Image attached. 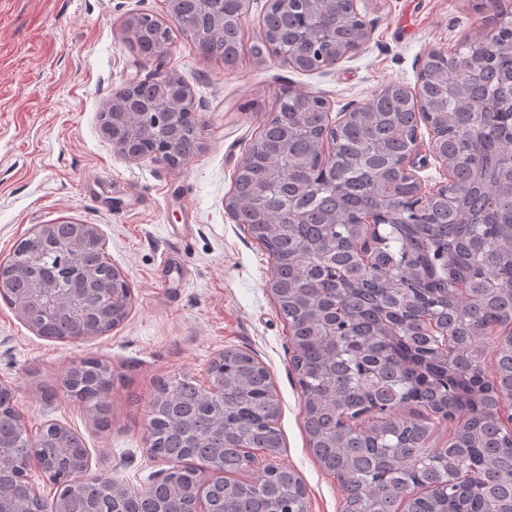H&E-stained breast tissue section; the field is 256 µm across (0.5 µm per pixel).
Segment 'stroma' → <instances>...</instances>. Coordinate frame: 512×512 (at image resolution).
<instances>
[{"instance_id": "35a3bbf8", "label": "stroma", "mask_w": 512, "mask_h": 512, "mask_svg": "<svg viewBox=\"0 0 512 512\" xmlns=\"http://www.w3.org/2000/svg\"><path fill=\"white\" fill-rule=\"evenodd\" d=\"M357 9L368 43L311 72L246 52L228 68L173 30L165 69L190 87L201 119L199 152L173 168L126 158L100 126L113 94L156 68L130 48L127 20H169L166 0H0V260L39 225L93 224L132 293L122 324L74 342L39 336L0 300V384L30 432L55 423L77 434L91 473L135 488L165 476L171 463L147 443L159 382L206 384L208 364L239 349L267 368L281 400L274 464L300 477L308 512H342L339 483L307 444L290 328L267 286L273 260L225 200L283 88L324 97L335 118L386 84L416 88L431 50L496 27L479 0H357ZM90 356L112 372L103 425L61 386Z\"/></svg>"}]
</instances>
